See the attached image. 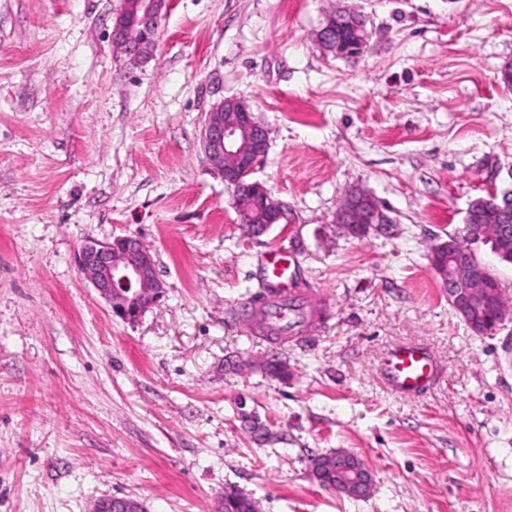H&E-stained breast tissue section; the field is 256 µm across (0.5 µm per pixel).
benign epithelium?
<instances>
[{"instance_id":"benign-epithelium-1","label":"benign epithelium","mask_w":512,"mask_h":512,"mask_svg":"<svg viewBox=\"0 0 512 512\" xmlns=\"http://www.w3.org/2000/svg\"><path fill=\"white\" fill-rule=\"evenodd\" d=\"M168 7L169 0H123V9L113 28V41L123 54L133 60L152 55L158 46L159 22ZM336 20L359 31L358 43L353 51L345 50L327 24L318 32L321 48L337 58L362 54L369 39L363 16L345 9L336 12ZM200 136L205 154L223 175L233 195L267 193L261 183L249 176L267 155L268 132L243 102L230 98L213 105L204 114ZM368 202L367 194L352 193L348 211L337 213L336 223L354 235L359 234V225L349 220V214L353 212H365L367 228L390 223L382 206L370 207ZM497 205L504 213L506 223L498 225L496 236L506 246L512 242V197H497ZM476 211L477 201L473 200L466 211L465 227L475 239L484 236L482 226L475 223ZM432 263L448 290V302L474 332L488 331L502 319V309L481 321L473 319L485 312L488 301L499 294V289L495 288L497 280L490 270L472 260L470 251L461 246L456 237L450 236L433 247ZM76 264L109 305L112 314L125 322L136 321L165 293L153 255L132 236L106 242L89 240L78 249ZM334 456L336 467L332 473L328 475L315 470L316 479L338 493L355 497L369 495L373 478L364 462L345 450L334 452ZM106 502L113 505L115 499L96 500L91 512H141L142 503L135 499L125 502L123 508L111 511L104 507Z\"/></svg>"}]
</instances>
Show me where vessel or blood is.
<instances>
[{
  "mask_svg": "<svg viewBox=\"0 0 512 512\" xmlns=\"http://www.w3.org/2000/svg\"><path fill=\"white\" fill-rule=\"evenodd\" d=\"M293 258L287 249L276 248L265 257L267 286L247 301L248 309L264 313L274 328V343L285 344L288 336V308L292 305L308 306L313 320L310 331H317L327 314L323 305L312 303L307 291L292 287ZM384 383L396 394L406 398L426 395L440 375V367L431 352L415 344H397L387 350L380 362Z\"/></svg>",
  "mask_w": 512,
  "mask_h": 512,
  "instance_id": "vessel-or-blood-1",
  "label": "vessel or blood"
}]
</instances>
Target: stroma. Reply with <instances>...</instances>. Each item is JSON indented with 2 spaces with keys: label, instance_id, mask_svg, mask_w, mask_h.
<instances>
[{
  "label": "stroma",
  "instance_id": "1",
  "mask_svg": "<svg viewBox=\"0 0 512 512\" xmlns=\"http://www.w3.org/2000/svg\"><path fill=\"white\" fill-rule=\"evenodd\" d=\"M123 0H0V512H512V263L469 238V203L512 186V0H170L154 55L112 40ZM357 10L364 53L316 34ZM269 136L253 174L288 210L261 236L202 148L214 104ZM387 230L344 233L345 194ZM456 236L495 275L505 316L473 332L431 262ZM139 238L165 294L133 324L77 269L85 240ZM287 246L329 308L285 345L236 318ZM443 369L419 399L377 366L393 345ZM279 362L283 375L268 365ZM356 453L363 498L311 458ZM368 202L369 198L367 194L355 191L351 194V201L347 212H339L336 214V223L340 224V226L349 233L359 235L358 224H363L364 227L369 229L371 226H379L382 224H389L391 222L381 205H374L368 208ZM356 211L365 212L367 224H364L363 220L358 217L359 215L357 213L351 217L352 223L350 222L348 212L353 213ZM331 454L336 457L335 469L329 475L315 469L313 474L316 479L338 493L355 497L368 496L372 490L373 478L364 462L357 455L345 450H337ZM256 504L247 495L230 490L224 493V499L219 505L218 512H255Z\"/></svg>",
  "mask_w": 512,
  "mask_h": 512
}]
</instances>
